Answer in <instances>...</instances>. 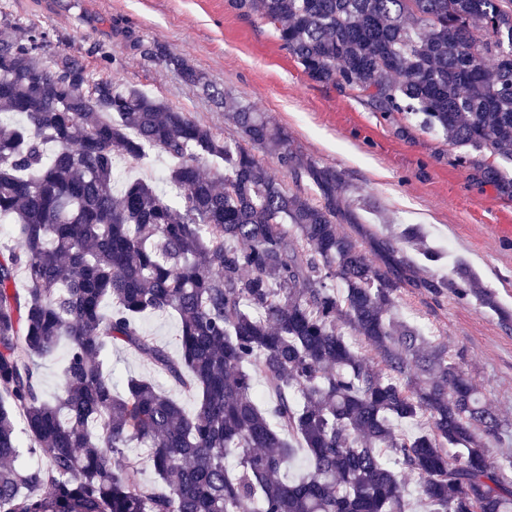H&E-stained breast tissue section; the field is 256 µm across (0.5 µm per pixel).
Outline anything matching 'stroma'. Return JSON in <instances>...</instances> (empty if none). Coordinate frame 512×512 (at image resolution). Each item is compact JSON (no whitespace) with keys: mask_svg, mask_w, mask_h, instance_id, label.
I'll use <instances>...</instances> for the list:
<instances>
[{"mask_svg":"<svg viewBox=\"0 0 512 512\" xmlns=\"http://www.w3.org/2000/svg\"><path fill=\"white\" fill-rule=\"evenodd\" d=\"M46 36V53L78 56L95 78L133 84L191 113L224 136L236 134L214 106L155 58L156 44L186 58L234 99L268 113L288 130L291 149L336 170L364 243L418 224L443 252L427 262L406 251L421 278H480L496 304L458 299L451 289L406 286L396 317L431 331L481 387L502 419L512 422V200L459 151L417 119H390L352 91L311 81L273 27L239 15L226 0H0V18Z\"/></svg>","mask_w":512,"mask_h":512,"instance_id":"35a3bbf8","label":"stroma"}]
</instances>
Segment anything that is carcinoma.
<instances>
[{
	"label": "carcinoma",
	"mask_w": 512,
	"mask_h": 512,
	"mask_svg": "<svg viewBox=\"0 0 512 512\" xmlns=\"http://www.w3.org/2000/svg\"><path fill=\"white\" fill-rule=\"evenodd\" d=\"M227 3L273 25L310 80L422 116L512 198V0ZM157 55L239 138L94 79L75 55L47 59L35 30L0 21V221L22 242L0 244V512H408L409 480L430 512H512V480L485 452L512 422L393 313L415 277L403 243L435 258L423 229L373 242L370 261L339 227L335 170L185 58ZM149 148L177 160V201L144 181L113 194L114 157ZM259 152L316 197L286 190ZM204 156L224 172L202 174ZM421 286L490 300L468 276ZM145 313L178 317V353L142 330ZM62 344L50 396L39 360ZM112 347L195 393V411L153 378L117 387ZM404 422L425 428L404 436ZM24 439L38 461L20 467ZM293 441L305 467L290 480Z\"/></svg>",
	"instance_id": "obj_1"
}]
</instances>
